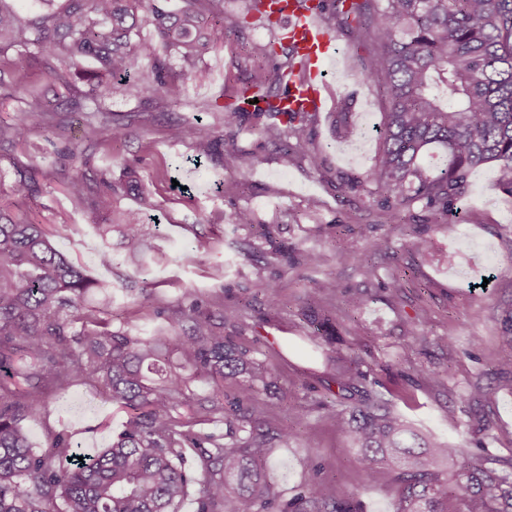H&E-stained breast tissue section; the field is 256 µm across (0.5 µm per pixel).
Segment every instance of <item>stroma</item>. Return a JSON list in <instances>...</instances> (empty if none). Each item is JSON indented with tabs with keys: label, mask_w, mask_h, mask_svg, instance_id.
<instances>
[{
	"label": "stroma",
	"mask_w": 512,
	"mask_h": 512,
	"mask_svg": "<svg viewBox=\"0 0 512 512\" xmlns=\"http://www.w3.org/2000/svg\"><path fill=\"white\" fill-rule=\"evenodd\" d=\"M333 36L338 48L328 74L333 99L305 133V142L324 152L321 171L310 168L305 142L293 139L288 146L296 162L282 166L278 145L263 137L258 120L250 117L235 128L233 139L235 149L259 157L251 168H226L220 153L196 158L190 142L169 136L172 124L188 119L217 130L220 115L211 104L233 99L258 68L245 59L251 43L269 37L257 26L242 38L217 37L201 73L179 100H109L117 115L133 114L134 135L121 143L101 140L91 149L85 172L93 179L106 169L117 179L124 159L139 158V175L156 203L149 231L164 258L148 268L147 277L156 284L154 302L144 309L134 293L118 292L113 325L139 335L167 325L175 309L194 304L223 318L225 335L251 345L274 371L272 386L257 400L266 406L267 425L276 435L268 480L279 497L291 499L317 479L353 498L362 512H396L394 484L364 483L362 456L346 451L331 424L330 410L350 404L336 384L337 374L347 356L358 357L368 388L393 400L415 428L452 444L470 438L469 406L462 397L472 383H481L488 395L479 407L492 423L487 448L494 456H512V393L498 387L500 365L512 359V348L500 340L502 320L512 311V195L497 187L493 166L477 168L460 213L451 222L427 225L429 255L402 250L415 222L384 223L374 195L342 190L373 164L379 143L370 136L354 147L339 136L341 109H348L350 122L371 127L381 123L386 104L375 84L359 80L351 37L338 29ZM81 135L77 119L52 143L45 132L32 129L25 146L0 151V183L9 184L17 162L49 174L64 167L58 147ZM240 208L253 210L256 224L232 228L231 216ZM25 209L39 224H72V234L56 247L92 278L119 288L131 276L123 262L109 269L99 265L104 243L95 231L96 217L73 206L60 179L50 175L43 193ZM266 229L288 250L321 254V266L293 267L274 258L262 235ZM374 239L387 240L389 247L372 253L377 275L369 278L355 256ZM214 267L224 269L223 281L210 279ZM394 273L404 283L397 295L387 287ZM260 278L277 281V289L256 290ZM324 279L331 281V293L315 294L316 282ZM353 294L366 299L356 311L347 304ZM320 304L338 308L345 344L303 339V313ZM441 336L450 337L451 348L436 346ZM427 372L436 374V381L424 380ZM126 419L89 384L77 381L53 394L42 415L23 426L37 450L59 434L90 454L107 447Z\"/></svg>",
	"instance_id": "1"
}]
</instances>
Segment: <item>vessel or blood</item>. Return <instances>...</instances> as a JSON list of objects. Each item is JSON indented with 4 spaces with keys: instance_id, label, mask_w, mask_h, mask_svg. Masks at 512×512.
<instances>
[{
    "instance_id": "vessel-or-blood-1",
    "label": "vessel or blood",
    "mask_w": 512,
    "mask_h": 512,
    "mask_svg": "<svg viewBox=\"0 0 512 512\" xmlns=\"http://www.w3.org/2000/svg\"><path fill=\"white\" fill-rule=\"evenodd\" d=\"M270 19L294 50L283 93L277 101L288 111L318 112L327 103L326 77L337 48L320 14L301 6L299 0H269Z\"/></svg>"
}]
</instances>
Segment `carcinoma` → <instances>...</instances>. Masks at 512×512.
<instances>
[{
	"instance_id": "1",
	"label": "carcinoma",
	"mask_w": 512,
	"mask_h": 512,
	"mask_svg": "<svg viewBox=\"0 0 512 512\" xmlns=\"http://www.w3.org/2000/svg\"><path fill=\"white\" fill-rule=\"evenodd\" d=\"M248 2L240 17L224 14V0H181L175 10L160 2L146 8L143 0H65L59 10L22 18L12 0H0V97L19 103L15 122L0 123V145L24 144L35 127L56 134L71 113H88L81 140L68 148L71 167L60 175L80 209L99 212L111 195L139 200L136 208H112L95 225L105 241L119 236L123 261L139 275L153 258L143 220L153 206L149 192L131 167L119 181L102 173L95 187L83 171L87 151L101 139L123 142L132 134L131 123L112 118L106 100L129 92L133 70L145 64L136 86L141 99L177 100L216 33L241 34L256 22L270 37L248 56L270 68L256 72L238 97L250 93L265 102L253 113L267 118L259 131L280 143L285 165L293 160L288 139L301 140L316 122L315 113H282L274 104L292 49L262 11L264 0ZM311 8L358 44H374L359 60V76L388 103L376 130V162L348 190L376 196L387 224L417 207L427 222L451 219L470 173L487 164L512 194V0H317ZM146 27L154 38L140 37ZM35 65L67 92L65 99L45 103L40 83L27 80ZM213 111L222 113L224 137L231 138L242 108ZM170 135L193 142L200 154L218 147L193 124L175 125ZM13 167L7 201L0 203V512H178L192 483L199 485L198 512H359L321 481L279 502L267 480L273 436L255 404L272 369L196 308L180 312L174 332L133 336L114 326L112 292L54 245L70 225L36 224L16 212L42 187L37 169ZM305 318L326 342L343 340L338 314L315 308ZM79 379L126 411L125 429L81 461L60 435L34 451L23 422L41 415L50 392ZM361 379L353 358L340 385L357 398L331 417L366 461L364 482L385 475L397 485V512H512V473L493 468H512V458L419 434L389 401L359 386ZM196 380L213 387L198 413L206 420L224 416L229 431L222 439L194 431V421L178 414ZM227 384L235 386L228 411ZM186 448L200 449L195 476L182 467Z\"/></svg>"
}]
</instances>
